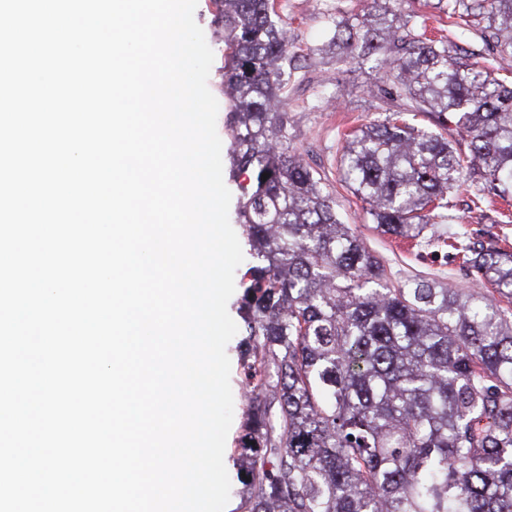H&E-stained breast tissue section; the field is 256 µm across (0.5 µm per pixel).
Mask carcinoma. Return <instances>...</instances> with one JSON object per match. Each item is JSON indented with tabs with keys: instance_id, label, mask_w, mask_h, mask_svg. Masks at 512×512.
<instances>
[{
	"instance_id": "cac0c4a2",
	"label": "carcinoma",
	"mask_w": 512,
	"mask_h": 512,
	"mask_svg": "<svg viewBox=\"0 0 512 512\" xmlns=\"http://www.w3.org/2000/svg\"><path fill=\"white\" fill-rule=\"evenodd\" d=\"M221 2L222 95L233 167L252 174L238 217L255 262L241 376L256 401L236 512H512V253L434 223L462 183L477 206L512 198V81L481 53L427 37L401 0L334 20L340 57L373 56L382 70L384 117L347 135L344 183L381 234L446 250L499 299L394 280L292 151L282 94L296 55L276 0ZM437 9L512 55V0ZM409 112L453 120L460 140Z\"/></svg>"
}]
</instances>
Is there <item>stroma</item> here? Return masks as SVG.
I'll use <instances>...</instances> for the list:
<instances>
[{"mask_svg": "<svg viewBox=\"0 0 512 512\" xmlns=\"http://www.w3.org/2000/svg\"><path fill=\"white\" fill-rule=\"evenodd\" d=\"M278 3L298 55L297 68L291 73L286 91L287 111L296 129L294 148L325 178L329 190L336 196L343 222L350 224L383 258L394 278L419 275L449 282L466 291H480L476 278L468 276L458 265L448 263L440 249L424 244L407 249L379 235L363 202L341 180L337 161L342 152V136L377 119V102L371 91L381 73L370 62L360 68L341 71L336 64L321 60L316 50L332 37L335 18L361 12L372 0H278ZM455 196L453 218L446 225L448 232L464 231L472 240L483 242L495 237L501 247L512 250V224L495 223L494 207H487L482 213L469 209L468 187L458 188ZM247 349L245 334L241 331L227 346L234 398L233 422L224 452L232 490L228 512H235L242 488L236 449L243 434L245 413L252 401L240 375V360Z\"/></svg>", "mask_w": 512, "mask_h": 512, "instance_id": "obj_1", "label": "stroma"}]
</instances>
